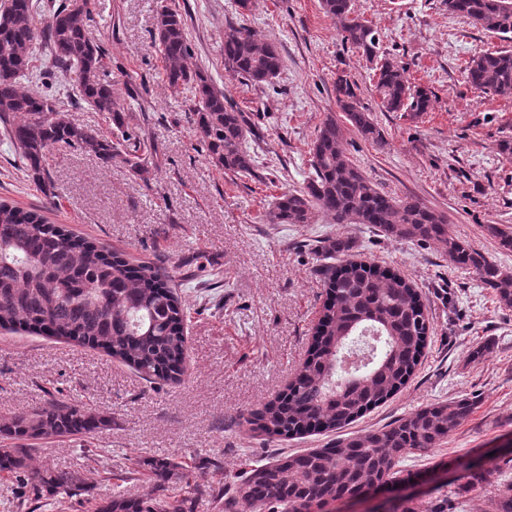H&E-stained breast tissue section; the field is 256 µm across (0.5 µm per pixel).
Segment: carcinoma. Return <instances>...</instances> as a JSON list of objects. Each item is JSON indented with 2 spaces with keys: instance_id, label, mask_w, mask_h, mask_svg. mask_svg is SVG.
Returning a JSON list of instances; mask_svg holds the SVG:
<instances>
[{
  "instance_id": "cac0c4a2",
  "label": "carcinoma",
  "mask_w": 512,
  "mask_h": 512,
  "mask_svg": "<svg viewBox=\"0 0 512 512\" xmlns=\"http://www.w3.org/2000/svg\"><path fill=\"white\" fill-rule=\"evenodd\" d=\"M90 0H60L44 26L37 27L32 0L0 5V123L24 161L28 178L51 186L43 158L51 146L66 143L105 163L120 157L138 176L149 173L145 143L129 135L111 139L71 123L49 92L29 90L19 78L29 70L32 48L45 40L55 63L69 69L79 102L101 112H119L112 81L105 78L104 52L86 34ZM448 12L503 41L512 40V0H446ZM345 44L372 59L380 34L352 8V0H320ZM154 42L173 87L192 94L189 112L208 160L226 174L251 176L255 156L245 148L253 129L191 56L182 15L158 14ZM283 66L277 47L260 42L242 25L224 27V68L251 84H269ZM376 90L385 112L419 116L432 106L433 92L409 82L406 68L386 57L376 64ZM467 83L484 95L512 98V50L485 52L466 66ZM336 102L343 118L367 141L385 145L371 113L359 106L354 85L336 77ZM312 176L299 190L280 194L265 212L268 224H311L316 215L335 224H369L386 237L435 241L450 261L492 289L512 306V272L500 267L461 238L448 234L447 217L414 196L382 191L345 153L336 113L321 122L310 148ZM500 248L512 250V227L486 225ZM352 249L348 238H331L323 252L334 258ZM326 284L307 358L288 388L251 413L248 422L270 437L333 431L378 407L405 386L425 355L427 309L413 283L367 261L349 260L320 269ZM0 328L54 337L98 348L147 380L176 383L184 374L187 350L185 313L169 275L150 264L133 265L92 241L75 236L63 224H50L35 211L0 202ZM475 401L461 398L429 404L380 429L357 434L326 448L281 454L245 474L234 497L214 499L220 512H331L341 499L386 483H402L404 455L444 443L473 413ZM104 419L79 404L52 400L30 413L0 419V478H13L31 500L63 506L84 485L71 470L32 467L34 445L48 437L85 436ZM153 495L113 496L95 512H195L196 498L188 466L175 458L147 462ZM453 490L436 489L417 502L402 501L393 512H454V499L483 489L488 512H512V482L500 468L481 460L461 463Z\"/></svg>"
}]
</instances>
